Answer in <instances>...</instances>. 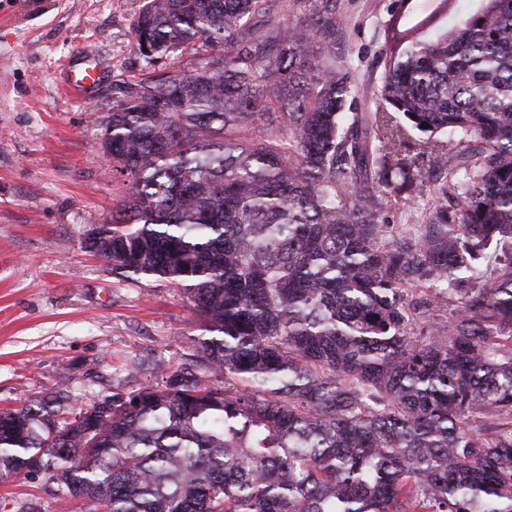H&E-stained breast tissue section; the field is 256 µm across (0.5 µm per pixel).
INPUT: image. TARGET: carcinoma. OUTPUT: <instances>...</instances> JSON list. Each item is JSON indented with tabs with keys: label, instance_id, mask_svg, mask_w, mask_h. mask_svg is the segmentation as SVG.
<instances>
[{
	"label": "carcinoma",
	"instance_id": "1",
	"mask_svg": "<svg viewBox=\"0 0 512 512\" xmlns=\"http://www.w3.org/2000/svg\"><path fill=\"white\" fill-rule=\"evenodd\" d=\"M274 7L138 15L151 72L112 81L102 132L128 196L87 244L177 285L212 337L79 419L62 387L0 410V478L41 471L92 512H512V0L395 22L379 105L347 118L336 0L258 23ZM191 44L219 54L157 69ZM417 133L463 172L457 204L389 224Z\"/></svg>",
	"mask_w": 512,
	"mask_h": 512
}]
</instances>
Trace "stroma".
<instances>
[{
	"label": "stroma",
	"instance_id": "obj_1",
	"mask_svg": "<svg viewBox=\"0 0 512 512\" xmlns=\"http://www.w3.org/2000/svg\"><path fill=\"white\" fill-rule=\"evenodd\" d=\"M145 0H0V407L63 387L78 399L138 388L196 352L204 322L161 278L116 276L86 241L125 199L102 148L116 76L140 75L134 23ZM398 0H337L336 56L354 109L375 111ZM93 52L94 88L66 91L69 68ZM427 185L392 194L391 224L422 223L434 200L454 204L458 179L421 158ZM43 473L0 479V497L60 508Z\"/></svg>",
	"mask_w": 512,
	"mask_h": 512
}]
</instances>
